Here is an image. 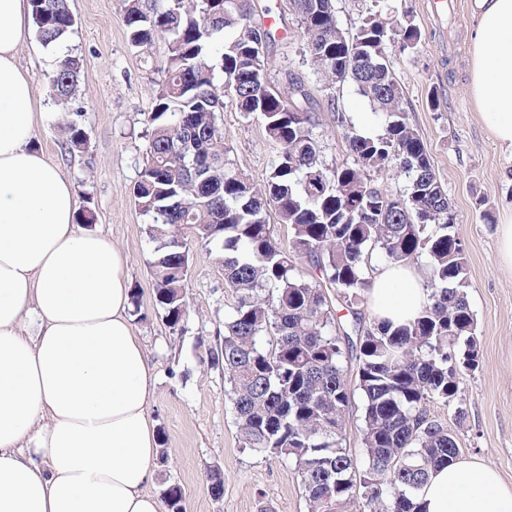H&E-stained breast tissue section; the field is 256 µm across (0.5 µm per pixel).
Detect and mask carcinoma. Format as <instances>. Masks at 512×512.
<instances>
[{
  "label": "carcinoma",
  "instance_id": "carcinoma-1",
  "mask_svg": "<svg viewBox=\"0 0 512 512\" xmlns=\"http://www.w3.org/2000/svg\"><path fill=\"white\" fill-rule=\"evenodd\" d=\"M291 3L322 100L295 68L284 70L282 85L267 82L269 49L280 37L256 18L254 0H122L134 52L147 62L157 41L168 49L145 119L149 152L133 187L155 243V303L172 332L182 333L190 248L179 227L193 224L237 297L204 361L224 370L241 446L293 463L310 512H418L416 493L429 471L459 455L456 435L430 408L452 405L463 420L459 376L479 366L456 214L386 53L389 41L401 55L418 53L422 32L393 0H368L350 30L338 25L336 0ZM31 5L44 46L74 31L69 0ZM253 25L264 32L263 48L244 36ZM81 70L76 56L56 59L49 79L56 99L77 100ZM339 84L380 111L378 132L357 131L339 111ZM226 98L242 117L261 119L273 153L261 185L226 143L219 118ZM324 110L336 113L351 160H323L315 129ZM62 130L64 153L85 149L76 122ZM392 173L406 178L398 195L379 183ZM271 211L290 230L286 250ZM375 258L425 262L428 303L412 322L394 326L364 312ZM351 418L358 457L346 432ZM206 482L211 497H223L219 467L207 470ZM162 497L170 512L184 488L166 481Z\"/></svg>",
  "mask_w": 512,
  "mask_h": 512
}]
</instances>
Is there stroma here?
Masks as SVG:
<instances>
[{
  "instance_id": "obj_1",
  "label": "stroma",
  "mask_w": 512,
  "mask_h": 512,
  "mask_svg": "<svg viewBox=\"0 0 512 512\" xmlns=\"http://www.w3.org/2000/svg\"><path fill=\"white\" fill-rule=\"evenodd\" d=\"M254 2L257 12L271 11L286 29L284 40L270 51L275 65L268 77L278 82L283 78L280 62L301 60L302 32L286 0ZM461 2L457 15L432 22L426 0H406L424 48L407 57L391 47L387 55L404 87L409 121L448 189L467 253L480 365L460 377L466 416L454 431L462 456L496 467L512 486V272L500 264L497 240L503 206L512 202V155L490 137L471 100L466 43L470 0ZM70 5L77 18L74 33L47 48L29 38L18 58L42 98L45 119L36 131L37 146L66 170L80 204L89 205L96 216L94 230L111 237L128 259L129 285L141 305L134 330L159 378L151 415L168 456L166 466L156 470L152 491L160 493L165 481L179 482L185 512H308L294 464L241 447L224 393V373L199 359V343L219 342L236 295L224 284L222 265L195 242L190 227L182 229L193 254L186 332L172 333L155 305L148 276L154 248L146 232L149 219L135 208L132 191L148 149L144 119L162 77L166 45L157 42L152 59L140 60L128 45L120 0H71ZM66 54L83 64L77 104L87 142L84 152L65 157L61 125L70 110L52 97L49 76L56 57ZM433 94L439 102L435 109L428 105ZM221 122L238 165L255 183H263L272 154L260 120L243 119L228 99ZM214 465L224 471L219 502L210 497L205 481Z\"/></svg>"
}]
</instances>
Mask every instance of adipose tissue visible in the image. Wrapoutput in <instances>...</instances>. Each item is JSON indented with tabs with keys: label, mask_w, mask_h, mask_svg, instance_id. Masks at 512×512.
Returning a JSON list of instances; mask_svg holds the SVG:
<instances>
[{
	"label": "adipose tissue",
	"mask_w": 512,
	"mask_h": 512,
	"mask_svg": "<svg viewBox=\"0 0 512 512\" xmlns=\"http://www.w3.org/2000/svg\"><path fill=\"white\" fill-rule=\"evenodd\" d=\"M470 91L512 152V0H473ZM29 0H0V512H163L149 487L158 375L132 325L127 257L81 228L66 171L34 136L44 116L18 61ZM372 313L396 324L427 301L415 268L379 266ZM421 512H512L482 461L433 469Z\"/></svg>",
	"instance_id": "ef3b65f1"
}]
</instances>
